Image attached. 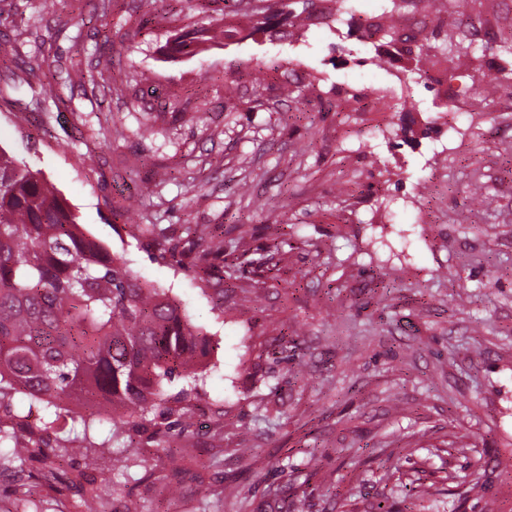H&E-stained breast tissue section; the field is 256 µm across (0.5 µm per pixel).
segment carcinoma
Listing matches in <instances>:
<instances>
[{"mask_svg":"<svg viewBox=\"0 0 512 512\" xmlns=\"http://www.w3.org/2000/svg\"><path fill=\"white\" fill-rule=\"evenodd\" d=\"M402 0L389 4L373 22L367 42L378 37L393 45L389 62L404 72L407 86H428L427 61L443 56L444 79L457 78V61L469 55L472 42L444 30L443 22L421 34L405 36L383 19L400 12ZM437 13L453 16L466 4L483 0H437ZM214 36L193 30L177 37V52L189 53ZM69 80L63 70L44 82L27 81L32 102L45 114L48 100L58 101V85ZM224 255V242L203 250L197 265ZM213 350L211 338L164 290L143 282L78 222L57 190L40 171L0 148V458L24 465L41 459L49 476L56 460L82 448L84 484L76 507L82 512H112L111 496L97 483L124 462L122 449L133 447L153 418L177 416L175 425L190 426L191 410L169 405L164 384L176 377L197 381ZM44 417L11 412L16 395ZM55 419L81 425L71 438H50ZM109 423L103 441L97 427ZM119 447L106 455L104 449Z\"/></svg>","mask_w":512,"mask_h":512,"instance_id":"carcinoma-1","label":"carcinoma"}]
</instances>
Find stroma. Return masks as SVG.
Instances as JSON below:
<instances>
[{"label": "stroma", "instance_id": "stroma-1", "mask_svg": "<svg viewBox=\"0 0 512 512\" xmlns=\"http://www.w3.org/2000/svg\"><path fill=\"white\" fill-rule=\"evenodd\" d=\"M98 3L76 0L77 28L57 0H0V40L75 63L52 116L0 100V147L214 344L190 428L162 419L159 440L127 449L112 512H405L412 488L414 512H512V94L485 107L475 81L512 72V0L459 21L472 54L426 88L357 29L384 0L339 24L316 0L276 35L176 59L171 35L248 25L241 5L112 0L104 30ZM106 50L112 71L91 85ZM145 181L154 195L118 214ZM213 240L245 263L203 274L193 259Z\"/></svg>", "mask_w": 512, "mask_h": 512}]
</instances>
